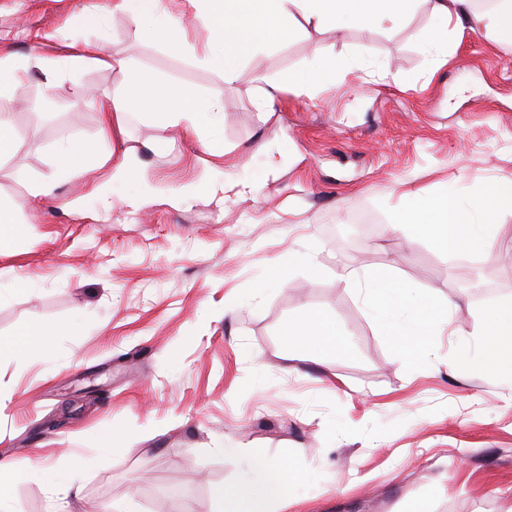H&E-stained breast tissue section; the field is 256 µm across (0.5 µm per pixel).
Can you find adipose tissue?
<instances>
[{"label": "adipose tissue", "instance_id": "ef3b65f1", "mask_svg": "<svg viewBox=\"0 0 512 512\" xmlns=\"http://www.w3.org/2000/svg\"><path fill=\"white\" fill-rule=\"evenodd\" d=\"M185 18L174 17L163 0H115L112 10L133 23L144 37L170 46L186 44L188 31L203 28L208 36L203 60L220 73L225 83L236 82L242 74L243 56L259 51L276 38L292 36L305 28L343 33L350 25L365 22L381 30L405 25L419 6H427L436 28L427 45L437 57L448 54V33L458 36L485 33L496 43L512 44V6L490 14L474 9L473 0H184ZM318 68L299 72L287 84L260 88L258 105L262 112H275L282 92L300 97L309 94L315 83L332 82L346 73L336 58L315 49ZM92 65L127 72L126 96L114 102L104 122L122 119L125 112L149 101L153 115L161 123L183 128L189 133L209 129L224 108L221 98L191 96L176 87L159 86L148 74L130 70L125 59L105 54L96 42L86 41L79 53L63 58L34 55L18 61L13 54L0 51V91L20 80L35 68L55 76L60 67ZM394 212L396 226L415 236L429 238L448 250H455L461 239L487 240L497 229L498 220L512 214V184L485 186L478 195L460 189L451 193L430 194L409 190ZM340 280L349 288L365 292V300L375 324L398 343L401 357L417 362L431 354L435 331L452 324L451 304H439L409 285L403 278L387 272L344 271ZM292 342H314L327 352H342L347 341L332 316L309 312L289 329ZM480 352L486 361L512 379V302L484 309ZM227 454L238 458L241 476L230 487L217 486L213 496L219 512H272L274 503L288 489L293 478L289 460L271 459L255 448L227 447Z\"/></svg>", "mask_w": 512, "mask_h": 512}]
</instances>
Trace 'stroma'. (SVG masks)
Listing matches in <instances>:
<instances>
[{
  "label": "stroma",
  "instance_id": "stroma-1",
  "mask_svg": "<svg viewBox=\"0 0 512 512\" xmlns=\"http://www.w3.org/2000/svg\"><path fill=\"white\" fill-rule=\"evenodd\" d=\"M111 2L0 0V44L23 59L91 39L160 83L221 95L224 110L199 136L157 124L145 107L127 114L125 134L104 136L99 106L122 96L124 72L66 68L51 82L33 69L0 93L18 141L0 162L17 236L0 250V338L42 329L52 348L48 358L0 355V458L20 464L14 512H216L213 487L239 474L228 442L303 474L275 512H502L512 380L475 363L473 332L483 308L512 301V266L499 263L512 252V214L476 254L390 223L407 189L475 195L512 183V45L469 33L434 64L422 7L394 31L358 23L340 37L308 29L273 42L228 85L202 60L204 34L180 49L145 39ZM85 8L104 10L101 28L85 27ZM317 47L350 73L261 112L258 79L283 84L316 67ZM75 83L94 102H74ZM99 136L108 164L56 178L58 145ZM214 139L224 155L212 154ZM131 147L136 180L113 181ZM226 173L260 176L256 198L177 202ZM36 178L56 179L53 193L23 201ZM144 183L150 201L131 213L122 198ZM363 267L455 302V332L434 336L429 362L402 361L336 278ZM19 274L32 285L10 292ZM312 309L335 316L345 353L289 354V326ZM106 430L124 435L125 450H100ZM77 455L94 459L79 502L42 480Z\"/></svg>",
  "mask_w": 512,
  "mask_h": 512
}]
</instances>
